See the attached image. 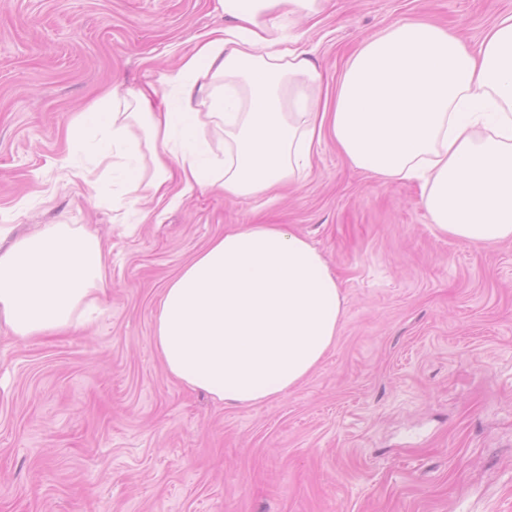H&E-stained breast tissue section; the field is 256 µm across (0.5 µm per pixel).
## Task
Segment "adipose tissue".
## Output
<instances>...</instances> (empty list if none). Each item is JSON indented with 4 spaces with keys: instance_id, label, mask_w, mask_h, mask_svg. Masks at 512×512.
Wrapping results in <instances>:
<instances>
[{
    "instance_id": "obj_1",
    "label": "adipose tissue",
    "mask_w": 512,
    "mask_h": 512,
    "mask_svg": "<svg viewBox=\"0 0 512 512\" xmlns=\"http://www.w3.org/2000/svg\"><path fill=\"white\" fill-rule=\"evenodd\" d=\"M224 26L167 76L153 109L112 92L81 113L134 192L258 196L300 182L332 141L355 169L418 180L441 234L476 245L512 240V13L479 52L407 19L362 43L327 95L294 20L325 0H216ZM214 139H207V132ZM108 255L98 234L50 224L17 237L0 225V331L17 341L82 327L101 308ZM344 297L321 253L292 226L250 224L214 239L162 291L153 344L169 375L250 407L302 384L335 343Z\"/></svg>"
}]
</instances>
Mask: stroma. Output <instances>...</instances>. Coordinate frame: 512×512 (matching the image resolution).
Masks as SVG:
<instances>
[{
  "instance_id": "1",
  "label": "stroma",
  "mask_w": 512,
  "mask_h": 512,
  "mask_svg": "<svg viewBox=\"0 0 512 512\" xmlns=\"http://www.w3.org/2000/svg\"><path fill=\"white\" fill-rule=\"evenodd\" d=\"M512 0H329L293 30L335 84L401 19L479 48ZM224 18L214 0H0V224L87 225L111 251L84 330L0 339V512H512V242L437 233L415 181L351 169L332 142L278 196L125 192L70 121L148 90ZM139 230L127 236L120 225ZM287 224L345 297L336 342L286 396L234 408L158 359L165 284L211 241Z\"/></svg>"
}]
</instances>
